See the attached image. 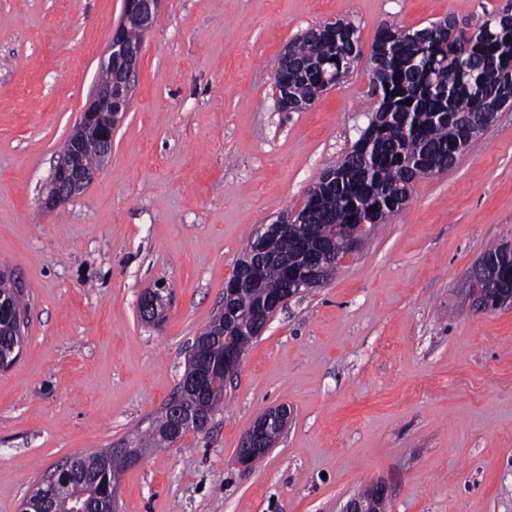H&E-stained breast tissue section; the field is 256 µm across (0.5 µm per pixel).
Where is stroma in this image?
I'll list each match as a JSON object with an SVG mask.
<instances>
[{
  "mask_svg": "<svg viewBox=\"0 0 512 512\" xmlns=\"http://www.w3.org/2000/svg\"><path fill=\"white\" fill-rule=\"evenodd\" d=\"M512 0H163L112 155L41 206L98 81L122 0H0V267L27 303L0 370V512L65 460L134 444L175 392L249 235L298 209L375 106L367 61L303 112L279 111L288 42L352 22L474 24ZM512 238V108L452 167L412 186L335 278L289 300L250 345L207 432L143 454L118 512H341L381 482L386 512H512V306L478 310L469 272ZM167 316L144 324L145 289ZM290 422L251 472L262 411ZM291 416L286 405L269 409L260 414L242 438L237 465L242 470L251 469V460L255 455L263 454L271 448L274 432L285 429Z\"/></svg>",
  "mask_w": 512,
  "mask_h": 512,
  "instance_id": "obj_1",
  "label": "stroma"
}]
</instances>
